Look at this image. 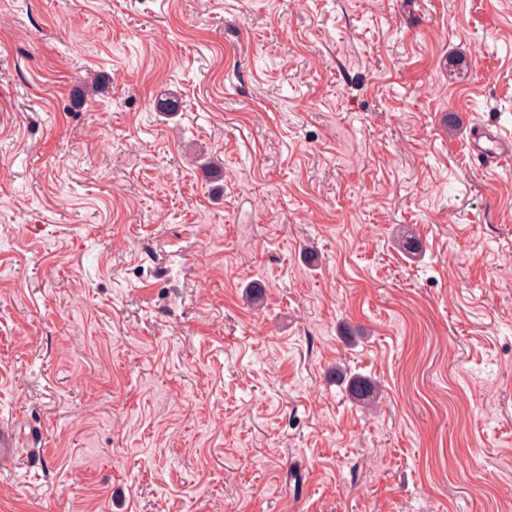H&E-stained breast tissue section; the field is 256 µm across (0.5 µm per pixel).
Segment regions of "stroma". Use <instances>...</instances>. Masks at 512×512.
<instances>
[{"instance_id":"obj_1","label":"stroma","mask_w":512,"mask_h":512,"mask_svg":"<svg viewBox=\"0 0 512 512\" xmlns=\"http://www.w3.org/2000/svg\"><path fill=\"white\" fill-rule=\"evenodd\" d=\"M476 125L512 0H0V512H512ZM346 382V390L349 395L365 407H373L379 399V392L376 385L368 378L358 374H349L345 371L341 372Z\"/></svg>"}]
</instances>
